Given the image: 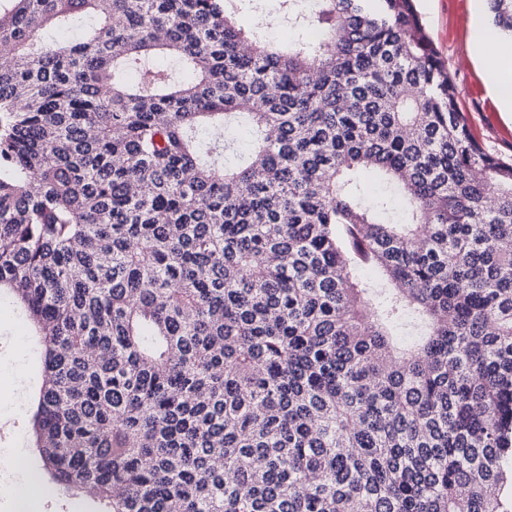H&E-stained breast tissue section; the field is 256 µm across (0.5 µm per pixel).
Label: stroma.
Listing matches in <instances>:
<instances>
[{"instance_id": "1", "label": "stroma", "mask_w": 512, "mask_h": 512, "mask_svg": "<svg viewBox=\"0 0 512 512\" xmlns=\"http://www.w3.org/2000/svg\"><path fill=\"white\" fill-rule=\"evenodd\" d=\"M423 28L439 57L448 67L456 85L457 106L466 116L469 129L487 151L512 156V115L500 111L486 83L482 66L471 58L475 32H487L489 21L485 0H417ZM270 19L268 34L284 41L294 36L281 0H259L243 5L236 18L251 26L254 16ZM28 374L26 384H17L15 371ZM42 363L38 339L11 300L0 298V394L7 404L0 405V447L14 446L17 428L26 426L32 397L41 383ZM25 512H95L94 502L83 498L50 497L45 488L33 484L23 490Z\"/></svg>"}]
</instances>
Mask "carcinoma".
Masks as SVG:
<instances>
[{"mask_svg": "<svg viewBox=\"0 0 512 512\" xmlns=\"http://www.w3.org/2000/svg\"><path fill=\"white\" fill-rule=\"evenodd\" d=\"M237 2L0 0V294L41 347L40 477L99 512H512V159L414 0H282L321 37L281 46ZM232 122L254 143L226 167Z\"/></svg>", "mask_w": 512, "mask_h": 512, "instance_id": "carcinoma-1", "label": "carcinoma"}]
</instances>
